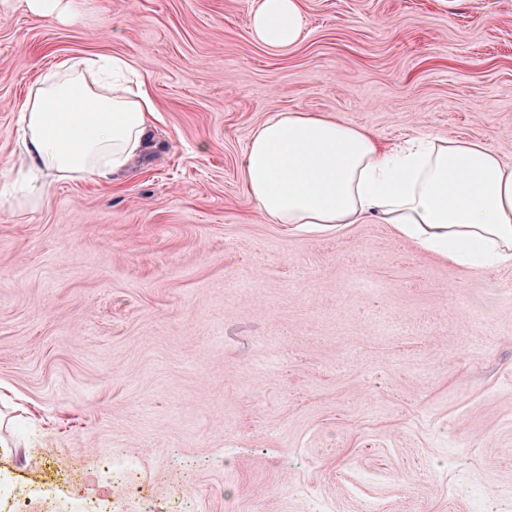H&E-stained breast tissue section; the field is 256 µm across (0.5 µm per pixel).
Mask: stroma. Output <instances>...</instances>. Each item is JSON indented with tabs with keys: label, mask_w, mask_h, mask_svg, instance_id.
I'll use <instances>...</instances> for the list:
<instances>
[{
	"label": "stroma",
	"mask_w": 512,
	"mask_h": 512,
	"mask_svg": "<svg viewBox=\"0 0 512 512\" xmlns=\"http://www.w3.org/2000/svg\"><path fill=\"white\" fill-rule=\"evenodd\" d=\"M0 0V480L36 512L125 491L152 512H512V265L462 268L388 225L289 231L239 162L275 112L512 163V0H301L284 53L255 0ZM121 56L157 109L109 179L14 194L20 106L68 57ZM29 9L45 18H59L66 11L71 10V4L64 5L62 0H26ZM300 0H256L248 27L252 38L266 49L287 52L300 39L303 15Z\"/></svg>",
	"instance_id": "35a3bbf8"
}]
</instances>
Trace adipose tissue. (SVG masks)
Segmentation results:
<instances>
[{
    "mask_svg": "<svg viewBox=\"0 0 512 512\" xmlns=\"http://www.w3.org/2000/svg\"><path fill=\"white\" fill-rule=\"evenodd\" d=\"M299 0H255L248 27L266 49H292ZM156 107L140 71L116 56L65 58L21 106L23 203L63 180L119 171L146 144ZM246 194L271 222L325 231L374 219L465 267L512 263V165L482 143L414 137L387 147L364 128L278 112L241 159Z\"/></svg>",
    "mask_w": 512,
    "mask_h": 512,
    "instance_id": "obj_1",
    "label": "adipose tissue"
}]
</instances>
